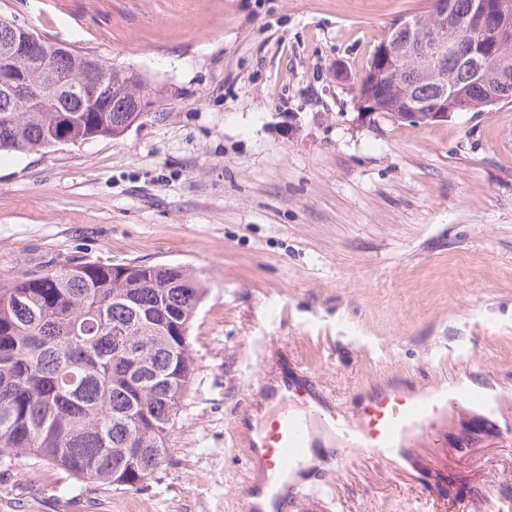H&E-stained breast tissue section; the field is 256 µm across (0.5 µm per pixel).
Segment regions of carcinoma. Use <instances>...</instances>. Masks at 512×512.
<instances>
[{
  "mask_svg": "<svg viewBox=\"0 0 512 512\" xmlns=\"http://www.w3.org/2000/svg\"><path fill=\"white\" fill-rule=\"evenodd\" d=\"M458 17L485 8L494 25L496 0H449ZM38 52L79 95L34 108L0 88V152L38 151L123 131L129 108L147 97L146 82H129L112 100V64L85 65L91 52L52 51L54 42L32 32ZM19 31L0 20V51L20 43ZM30 84H42V64L26 55L0 57ZM372 97L380 111L400 112L437 96L443 83L463 88L469 111L488 112L487 87L495 72L476 82L456 55L444 60L441 78L425 72L414 53L398 61V76L370 61ZM206 294L182 265L110 264L74 256L46 261L0 280V468L28 455L68 476L121 490H139L168 461V438L195 376L189 331Z\"/></svg>",
  "mask_w": 512,
  "mask_h": 512,
  "instance_id": "1",
  "label": "carcinoma"
}]
</instances>
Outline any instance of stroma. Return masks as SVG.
<instances>
[{"label":"stroma","mask_w":512,"mask_h":512,"mask_svg":"<svg viewBox=\"0 0 512 512\" xmlns=\"http://www.w3.org/2000/svg\"><path fill=\"white\" fill-rule=\"evenodd\" d=\"M428 0H0V15L146 80L117 137L0 153V278L46 260L180 264L207 289L168 463L140 491L26 456L0 512H242L232 436L284 366L363 399L496 392L410 466L354 454L302 512H512V102L417 126L357 81ZM347 71V79L336 76Z\"/></svg>","instance_id":"1"}]
</instances>
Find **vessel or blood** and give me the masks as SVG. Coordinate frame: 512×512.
Instances as JSON below:
<instances>
[{"instance_id": "vessel-or-blood-1", "label": "vessel or blood", "mask_w": 512, "mask_h": 512, "mask_svg": "<svg viewBox=\"0 0 512 512\" xmlns=\"http://www.w3.org/2000/svg\"><path fill=\"white\" fill-rule=\"evenodd\" d=\"M260 393L268 399L288 401L310 399L309 390L285 379L277 388L261 385ZM483 396L467 387L413 396L387 389L370 395L357 409L353 422L341 426L334 406H327L320 424L337 429L339 442L330 464L340 470L355 452L368 453L388 462L410 464L413 446L434 430L448 415L449 408L470 409L484 406ZM315 431L307 421L292 414H278L263 431L244 437L243 485L245 512H261L258 500L268 497L273 512H288L304 499L321 498L323 487L306 483L301 477L303 464L313 447Z\"/></svg>"}]
</instances>
